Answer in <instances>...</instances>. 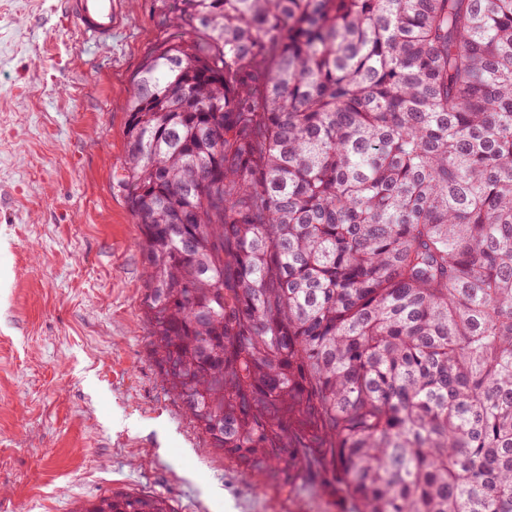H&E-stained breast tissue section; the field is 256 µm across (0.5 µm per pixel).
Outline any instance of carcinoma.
Returning a JSON list of instances; mask_svg holds the SVG:
<instances>
[{"label": "carcinoma", "mask_w": 512, "mask_h": 512, "mask_svg": "<svg viewBox=\"0 0 512 512\" xmlns=\"http://www.w3.org/2000/svg\"><path fill=\"white\" fill-rule=\"evenodd\" d=\"M159 3L117 184L168 389L348 512H512V0Z\"/></svg>", "instance_id": "cac0c4a2"}]
</instances>
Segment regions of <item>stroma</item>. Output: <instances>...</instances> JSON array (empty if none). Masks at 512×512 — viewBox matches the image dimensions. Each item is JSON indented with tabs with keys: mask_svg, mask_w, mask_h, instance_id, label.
Here are the masks:
<instances>
[{
	"mask_svg": "<svg viewBox=\"0 0 512 512\" xmlns=\"http://www.w3.org/2000/svg\"><path fill=\"white\" fill-rule=\"evenodd\" d=\"M65 2L0 0V512H77L114 492L175 512H343L317 486L251 477L164 383L115 179L162 17L157 0H117L100 45Z\"/></svg>",
	"mask_w": 512,
	"mask_h": 512,
	"instance_id": "stroma-1",
	"label": "stroma"
}]
</instances>
